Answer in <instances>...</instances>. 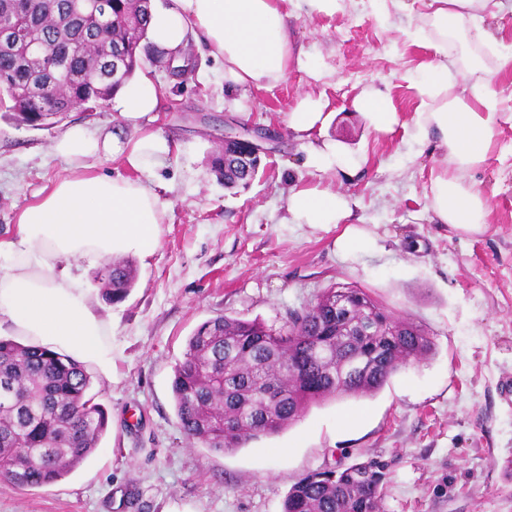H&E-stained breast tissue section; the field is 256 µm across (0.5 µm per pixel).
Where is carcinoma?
<instances>
[{
    "label": "carcinoma",
    "mask_w": 512,
    "mask_h": 512,
    "mask_svg": "<svg viewBox=\"0 0 512 512\" xmlns=\"http://www.w3.org/2000/svg\"><path fill=\"white\" fill-rule=\"evenodd\" d=\"M0 0V19L22 34L0 46V97L18 122L39 129L61 121L78 102L109 99L132 80L147 56L163 57L147 40L146 0ZM44 44L49 63L32 51ZM123 56L112 72L107 61ZM225 144L210 159L224 186L254 179L258 159ZM109 303L134 285L127 261L97 275ZM432 342L361 288H329L286 313L278 329L224 315L200 324L175 365L171 390L191 444L215 451L244 447L288 427L330 397L368 396L399 368L426 357ZM84 365L65 354L0 338V477L20 489L56 483L98 448L108 416L90 394ZM384 466L354 464L301 478L282 512H380Z\"/></svg>",
    "instance_id": "cac0c4a2"
}]
</instances>
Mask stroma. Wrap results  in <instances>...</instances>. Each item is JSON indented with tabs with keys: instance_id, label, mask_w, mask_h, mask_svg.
I'll use <instances>...</instances> for the list:
<instances>
[{
	"instance_id": "35a3bbf8",
	"label": "stroma",
	"mask_w": 512,
	"mask_h": 512,
	"mask_svg": "<svg viewBox=\"0 0 512 512\" xmlns=\"http://www.w3.org/2000/svg\"><path fill=\"white\" fill-rule=\"evenodd\" d=\"M430 0H343L336 13L293 10L288 27L304 52L276 86H227L202 39L187 47L178 78L143 63L158 89L151 130L174 144L150 182L167 215L160 245L134 259L137 281L107 303L111 375L92 392L109 415L96 454L59 482L19 489L0 478V512H282L302 477L374 459L386 466L381 512H512V123L473 180L491 222L462 236L438 223L428 198L442 156L415 125L419 67L434 51L412 31ZM390 93L399 112L380 133L358 111L360 92ZM306 96L329 114L320 138L364 156L353 175L307 168L311 140L287 114ZM131 133L111 101L45 129L14 123L0 107V239L17 231L21 208L65 176L55 138L70 125ZM267 134L263 173L224 187L210 165L227 129ZM321 185L354 204L373 250L336 254L339 228L287 223L292 185ZM367 290L432 342L423 360L396 371L369 397L313 404L292 425L245 447L190 445L171 392L186 340L226 315L281 325L287 310L331 287Z\"/></svg>"
}]
</instances>
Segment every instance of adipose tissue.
<instances>
[{"mask_svg": "<svg viewBox=\"0 0 512 512\" xmlns=\"http://www.w3.org/2000/svg\"><path fill=\"white\" fill-rule=\"evenodd\" d=\"M285 2L171 0L153 7L149 39L159 50L173 52L187 37H201L222 62L225 82L240 89L269 88L285 79L295 59ZM491 5L504 10L512 0H430L425 36L435 57L422 65L416 82V124L422 134H435L443 156L430 181V208L440 223L467 235L483 233L489 224L488 200L471 174L489 158L504 114L488 89L483 63L458 69L448 47L472 34L494 42L483 27ZM462 71L476 78L467 99L448 94ZM157 103V87L143 75L116 94L115 107L131 123L132 135L81 125L60 133L53 151L66 163V176L23 207L17 235L0 241V329L107 374L112 371V325L85 274L105 259L148 258L159 246L167 205L141 179L164 165L172 151L167 138L144 125ZM354 104L377 132H392L399 123L386 92H362ZM112 159L134 170V177L98 173L99 163ZM286 210L291 224L340 227L335 247L342 257L375 242L370 231L352 222L350 201L330 188L291 189Z\"/></svg>", "mask_w": 512, "mask_h": 512, "instance_id": "obj_1", "label": "adipose tissue"}]
</instances>
